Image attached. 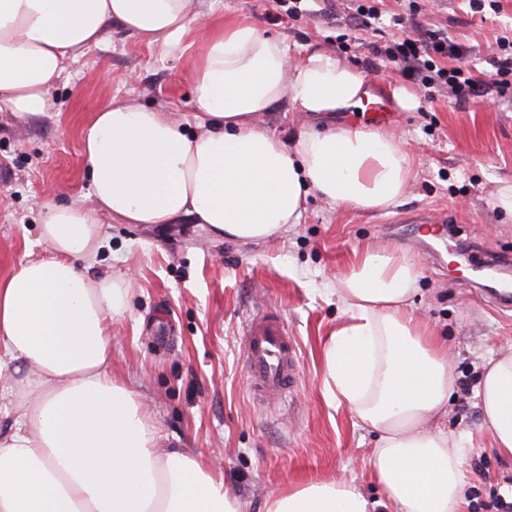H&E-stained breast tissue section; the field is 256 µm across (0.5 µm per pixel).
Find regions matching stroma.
I'll list each match as a JSON object with an SVG mask.
<instances>
[{"mask_svg":"<svg viewBox=\"0 0 512 512\" xmlns=\"http://www.w3.org/2000/svg\"><path fill=\"white\" fill-rule=\"evenodd\" d=\"M420 25L441 29L463 49L481 86L458 104L446 92L427 99L417 82L372 52L401 34L395 17L408 0H376L377 29L352 27L347 0H304V14L286 16L281 0H192L200 19L190 38L202 45L214 25L246 19L288 46L290 62L305 48L322 49L365 73L372 91L405 89L417 105L397 108L390 128L401 133L416 173L408 194L392 206L352 211L310 196L300 224L261 243L224 240L204 224H122L100 215L106 245L92 272L121 280L126 311L110 334L112 373L145 404L160 447L214 462L216 476L261 512L267 496L312 480L355 484L370 499L383 492L368 459L375 431L348 408L328 405L324 350L343 318L323 283L335 282L364 246L384 244L413 261L416 313L453 354L454 391L440 422L471 437L463 461L464 512H496L493 499L512 502V459L498 454L482 423L477 388L491 357L512 349V311L484 304L482 262L512 281V218L493 196L512 183V93H498L492 60L512 41V0H417ZM191 57L175 59L120 26L101 44L68 60L50 91L51 108L37 122L0 112V278L27 256L45 254L38 224L43 203H90L81 140L96 112L112 99L156 108L193 125ZM358 112L321 118L282 100L260 126L292 140L300 131L362 123ZM447 209L440 237L420 235L410 216ZM471 260L449 272L447 246ZM279 317L297 343L300 368L290 404L260 402L247 378L243 333L248 319Z\"/></svg>","mask_w":512,"mask_h":512,"instance_id":"stroma-1","label":"stroma"}]
</instances>
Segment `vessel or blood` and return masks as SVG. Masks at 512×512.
Returning <instances> with one entry per match:
<instances>
[{
	"label": "vessel or blood",
	"mask_w": 512,
	"mask_h": 512,
	"mask_svg": "<svg viewBox=\"0 0 512 512\" xmlns=\"http://www.w3.org/2000/svg\"><path fill=\"white\" fill-rule=\"evenodd\" d=\"M243 348L254 389L273 404L284 402L298 375L293 337L277 319L258 314L246 325Z\"/></svg>",
	"instance_id": "obj_1"
}]
</instances>
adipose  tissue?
<instances>
[{
    "label": "adipose tissue",
    "instance_id": "1",
    "mask_svg": "<svg viewBox=\"0 0 512 512\" xmlns=\"http://www.w3.org/2000/svg\"><path fill=\"white\" fill-rule=\"evenodd\" d=\"M189 0H0V112L37 120L65 62L120 25L165 55L191 51ZM192 63L199 129L115 99L83 133L92 206L45 204V255L0 279V375L15 414L0 437V512H251L208 462L157 445L144 407L112 375L108 325L122 283L90 274L103 247L98 220L206 224L260 242L300 223L308 195L354 210L386 208L412 168L393 130L348 126L291 142L259 114L289 100L300 112L361 107L368 78L322 50L288 62L283 39L241 20L212 31ZM411 261L365 247L325 285L344 319L325 350L324 395L379 434L369 465L385 499L320 480L271 494L265 512H461L464 438L439 427L452 358L415 318ZM483 424L512 458V350L491 358L478 389Z\"/></svg>",
    "mask_w": 512,
    "mask_h": 512
}]
</instances>
